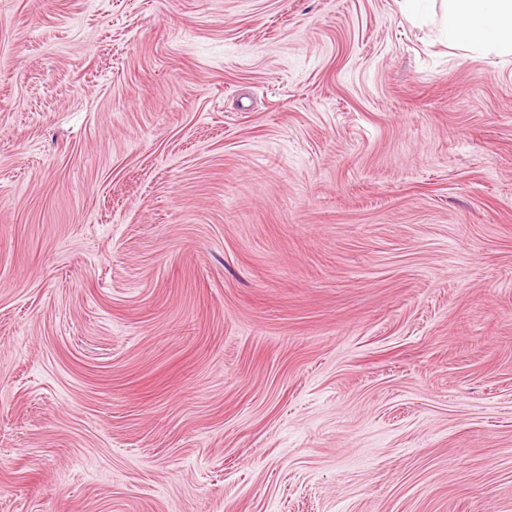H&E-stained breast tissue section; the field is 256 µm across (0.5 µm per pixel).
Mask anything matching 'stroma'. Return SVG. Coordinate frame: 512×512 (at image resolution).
<instances>
[{"label": "stroma", "mask_w": 512, "mask_h": 512, "mask_svg": "<svg viewBox=\"0 0 512 512\" xmlns=\"http://www.w3.org/2000/svg\"><path fill=\"white\" fill-rule=\"evenodd\" d=\"M442 0H0V512H512V56Z\"/></svg>", "instance_id": "1"}]
</instances>
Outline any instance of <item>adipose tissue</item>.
Wrapping results in <instances>:
<instances>
[{
  "instance_id": "obj_1",
  "label": "adipose tissue",
  "mask_w": 512,
  "mask_h": 512,
  "mask_svg": "<svg viewBox=\"0 0 512 512\" xmlns=\"http://www.w3.org/2000/svg\"><path fill=\"white\" fill-rule=\"evenodd\" d=\"M446 20L460 52L512 54V0H448Z\"/></svg>"
}]
</instances>
